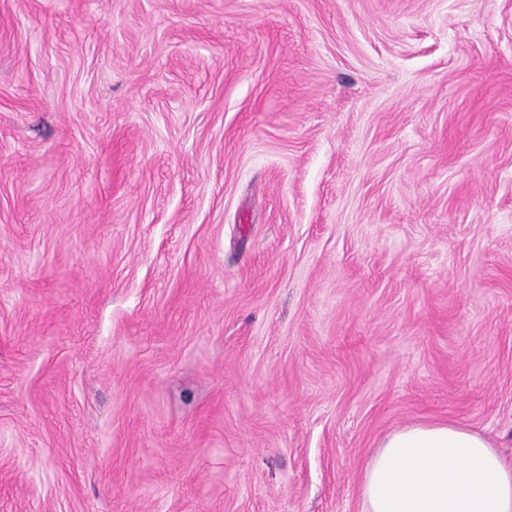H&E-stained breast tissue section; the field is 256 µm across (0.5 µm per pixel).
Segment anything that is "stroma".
<instances>
[{
    "label": "stroma",
    "mask_w": 512,
    "mask_h": 512,
    "mask_svg": "<svg viewBox=\"0 0 512 512\" xmlns=\"http://www.w3.org/2000/svg\"><path fill=\"white\" fill-rule=\"evenodd\" d=\"M512 462V0H0V512H363ZM361 496L363 512H512V463L465 426L414 425L383 440Z\"/></svg>",
    "instance_id": "35a3bbf8"
}]
</instances>
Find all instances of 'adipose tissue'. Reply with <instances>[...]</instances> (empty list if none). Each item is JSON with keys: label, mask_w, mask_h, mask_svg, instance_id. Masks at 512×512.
Returning <instances> with one entry per match:
<instances>
[{"label": "adipose tissue", "mask_w": 512, "mask_h": 512, "mask_svg": "<svg viewBox=\"0 0 512 512\" xmlns=\"http://www.w3.org/2000/svg\"><path fill=\"white\" fill-rule=\"evenodd\" d=\"M361 496L364 512H512V463L467 427L414 425L383 440Z\"/></svg>", "instance_id": "obj_1"}]
</instances>
